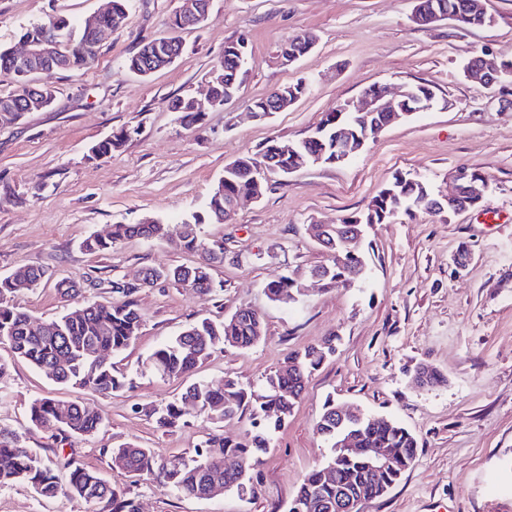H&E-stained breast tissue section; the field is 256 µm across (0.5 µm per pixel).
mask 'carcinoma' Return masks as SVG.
Masks as SVG:
<instances>
[{
	"mask_svg": "<svg viewBox=\"0 0 512 512\" xmlns=\"http://www.w3.org/2000/svg\"><path fill=\"white\" fill-rule=\"evenodd\" d=\"M422 4L444 15L458 13L468 20L483 13V0H422ZM25 33H47L56 37L68 54L70 70L89 67L97 55V47L91 45L90 33L83 23L73 24L64 18L50 17L30 26ZM157 42L164 43L169 49L181 45L172 36L154 38L128 58L127 68L147 78L149 74L171 66L172 60L153 54ZM17 82L14 90L0 94V107L13 106L17 109L13 113L15 117L25 108L33 92L28 78L19 76ZM335 131L336 113L328 112L314 130L315 139L291 144L269 141L257 156L241 157L227 165L222 181L213 189L207 203L206 218L194 214L180 227L179 246L187 252L200 253V259L174 268H148L140 283L112 282V292L125 297L122 302L109 305L87 303L46 322L42 329L32 331L30 316L12 303V297L20 282L29 281L36 288L41 286L48 279V271L39 266H27L0 276V340L9 344L15 356L46 371L60 383L80 385L103 394L124 390L128 385L126 377L114 374L112 363L99 361L97 353L105 350L117 355L134 340L142 315L133 295L138 289L158 281H170L205 293L223 288V285L215 284L212 267L224 261V241L204 242L199 236L200 225L207 221L221 222L225 204L238 195H263L266 175H286L289 166L320 150L325 151L326 158H331ZM123 140V133L113 134L94 145L92 151L97 156H108ZM424 189L432 191L429 184L422 186L408 182L400 188L391 184L379 192L367 211L348 215L343 218V223L357 229L371 224H388L397 213L411 217L425 207L419 201ZM169 231V225L154 218L139 224H114L110 237L89 236L82 242V248L97 253L130 237L163 239ZM323 249L329 254L328 263L321 266L324 284L334 287L340 277L357 283L365 280L366 262L360 252L353 253L343 245H336L334 236L325 239ZM265 291L271 301L285 305L296 302L294 294L298 293L287 274L267 283ZM262 336L263 322L241 307L221 322L205 318L189 325L156 348L146 359V364L162 377L188 376L216 350L251 349ZM333 352V339L328 338L320 345L293 353L282 368L265 376L257 389L246 387L234 378H226L217 386L204 381L191 383L179 399L151 408L149 415L154 417L158 427L172 429L185 424V402L190 401L217 424L246 413L253 430L241 441L224 438L222 431L211 434L197 444L196 458L190 461L173 459L166 465L152 449L122 443L111 451L112 467L138 476H154L174 492L195 498L203 497L215 483L242 496L254 495L251 472L257 464V454L269 448L273 433L293 412L308 377ZM29 413L35 426L52 422L67 433L81 436L96 433L103 423L100 412L74 401L36 398L30 404ZM317 430L328 448L326 461L303 479L295 495L302 502L314 503L310 512H331L330 507L341 495L380 497L417 459L415 436L383 415L351 414L341 423L336 419V403L329 402ZM340 434L360 448L392 449L401 459L400 468L373 474L367 454L352 456L336 447ZM226 456L238 458L243 463V470L225 472ZM16 483L30 485L43 498L70 494L89 505L104 503L108 512H139L136 501L100 473L71 462L62 477L39 452L24 445L19 433L0 426V488Z\"/></svg>",
	"mask_w": 512,
	"mask_h": 512,
	"instance_id": "carcinoma-1",
	"label": "carcinoma"
}]
</instances>
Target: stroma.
<instances>
[{"label": "stroma", "instance_id": "35a3bbf8", "mask_svg": "<svg viewBox=\"0 0 512 512\" xmlns=\"http://www.w3.org/2000/svg\"><path fill=\"white\" fill-rule=\"evenodd\" d=\"M106 0H0V45L19 47L25 28L48 17L79 22ZM488 27L444 21L422 27L413 0H210L203 25L180 31L183 51L172 66L144 79L126 60L142 41L170 35L179 0H130L124 24L102 40L87 68L55 74L52 107L0 121V275L40 266L52 280L21 290L13 303L39 324L84 303L116 301L109 283L133 282L146 268L197 261L174 238H130L86 253L91 235L147 217L177 227L204 213L226 164L269 140L295 142L323 116L369 87L424 83L430 109L382 130L353 160L268 176L263 196L240 204L221 224H205L204 240H222L214 266L217 293L170 282L138 290V335L112 357L130 389L102 395L51 379L0 343V425L25 438L52 466L76 459L124 489L141 512H287L305 476L328 450L317 431L324 404L389 416L418 441L414 466L364 512H512V102L467 80L464 60L487 51L512 60V0H484ZM315 35V46L283 64L282 46ZM244 41L248 76L236 97L185 126L167 109L175 97L204 98L225 44ZM307 92L281 112L255 119L261 98L297 81ZM127 136L112 155L92 147L118 131ZM480 170L489 183L484 210L419 211L368 228L360 250L367 282L322 289L308 284L295 304L272 302L265 286L285 272L311 270L327 253L307 224H336L365 211L398 174H418L445 188L449 172ZM472 256L455 271L460 245ZM83 283L75 298L57 280ZM259 312L264 337L254 348L213 353L191 378H162L144 366L165 340L202 318L236 308ZM335 337L336 351L310 377L292 415L259 457L254 496L224 491L200 500L154 480L112 469L110 452L124 442L153 448L161 460L192 456L214 426L191 410L184 426L157 428L145 409L177 397L188 380L232 376L259 384L289 354ZM441 384L421 386L419 365ZM76 401L101 412L96 434L76 436L33 426L36 398ZM0 512H89L80 498L44 499L23 483L0 489Z\"/></svg>", "mask_w": 512, "mask_h": 512}]
</instances>
